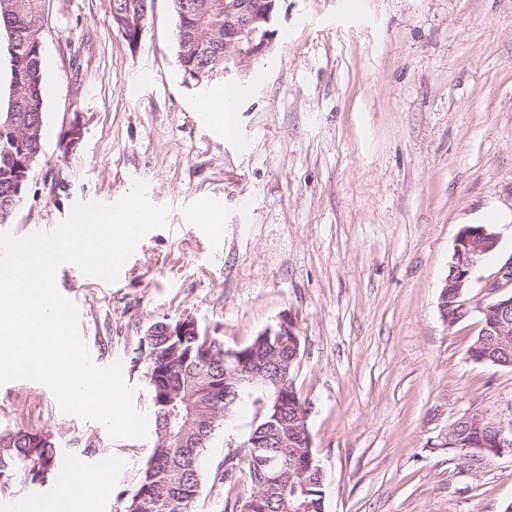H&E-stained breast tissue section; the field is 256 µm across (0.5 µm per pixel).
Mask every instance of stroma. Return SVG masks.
<instances>
[{"mask_svg":"<svg viewBox=\"0 0 512 512\" xmlns=\"http://www.w3.org/2000/svg\"><path fill=\"white\" fill-rule=\"evenodd\" d=\"M108 10L49 0L42 158L0 224L46 230L136 179L169 207L115 284L57 273L99 364L121 361L150 415L136 357L155 322L190 317L236 348L290 316L325 512H503L512 456L441 443L469 413L512 430V369L471 361L479 323L447 325L439 296L463 227L489 226L512 254V0H281L228 129L201 108L223 74L179 68L173 0H153L134 48ZM210 198L222 206L207 230ZM263 404L244 397L213 437L193 512H233L249 492L246 478L217 475ZM19 428L50 433L63 469L123 459L100 512H125L156 438L111 439L30 380L0 385V433Z\"/></svg>","mask_w":512,"mask_h":512,"instance_id":"stroma-1","label":"stroma"}]
</instances>
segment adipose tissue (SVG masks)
<instances>
[{"mask_svg":"<svg viewBox=\"0 0 512 512\" xmlns=\"http://www.w3.org/2000/svg\"><path fill=\"white\" fill-rule=\"evenodd\" d=\"M112 475V470L101 469L92 476L84 466H73L58 476L41 508L43 512H85L88 501L108 486Z\"/></svg>","mask_w":512,"mask_h":512,"instance_id":"ef3b65f1","label":"adipose tissue"}]
</instances>
